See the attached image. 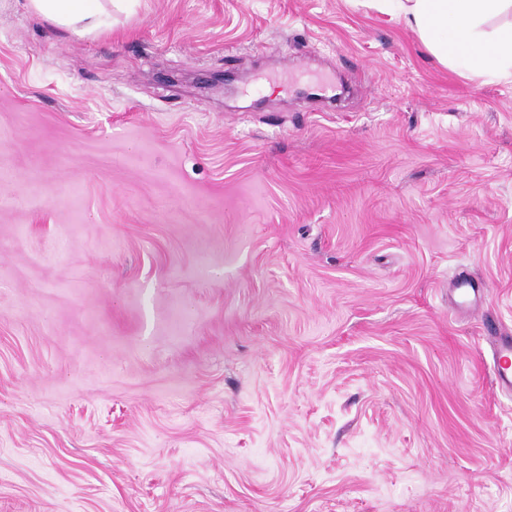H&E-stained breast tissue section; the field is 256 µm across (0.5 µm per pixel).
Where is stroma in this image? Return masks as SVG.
I'll use <instances>...</instances> for the list:
<instances>
[{
  "mask_svg": "<svg viewBox=\"0 0 512 512\" xmlns=\"http://www.w3.org/2000/svg\"><path fill=\"white\" fill-rule=\"evenodd\" d=\"M105 20L0 0V512H512V79L363 0ZM512 355V341L502 340L497 349L494 375L498 389L505 395L512 396V371L509 360Z\"/></svg>",
  "mask_w": 512,
  "mask_h": 512,
  "instance_id": "35a3bbf8",
  "label": "stroma"
}]
</instances>
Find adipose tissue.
I'll return each instance as SVG.
<instances>
[{
	"label": "adipose tissue",
	"mask_w": 512,
	"mask_h": 512,
	"mask_svg": "<svg viewBox=\"0 0 512 512\" xmlns=\"http://www.w3.org/2000/svg\"><path fill=\"white\" fill-rule=\"evenodd\" d=\"M378 11L403 19L444 64L459 75L512 76V0H369ZM34 10L77 33L104 24L100 0H30Z\"/></svg>",
	"instance_id": "ef3b65f1"
}]
</instances>
